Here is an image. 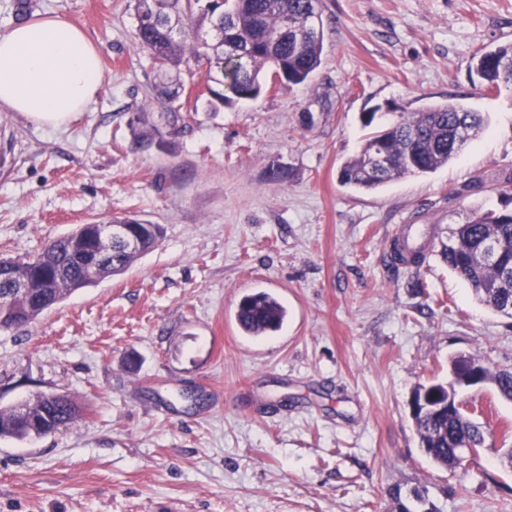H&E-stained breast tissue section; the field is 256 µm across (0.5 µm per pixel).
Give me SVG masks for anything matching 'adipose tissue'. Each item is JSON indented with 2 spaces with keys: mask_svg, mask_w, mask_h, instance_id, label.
<instances>
[{
  "mask_svg": "<svg viewBox=\"0 0 512 512\" xmlns=\"http://www.w3.org/2000/svg\"><path fill=\"white\" fill-rule=\"evenodd\" d=\"M100 55L85 33L43 15L0 33V108L41 126L72 122L94 99Z\"/></svg>",
  "mask_w": 512,
  "mask_h": 512,
  "instance_id": "1",
  "label": "adipose tissue"
}]
</instances>
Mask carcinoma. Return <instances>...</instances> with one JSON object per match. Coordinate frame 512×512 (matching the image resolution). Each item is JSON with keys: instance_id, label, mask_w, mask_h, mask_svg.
Listing matches in <instances>:
<instances>
[{"instance_id": "carcinoma-1", "label": "carcinoma", "mask_w": 512, "mask_h": 512, "mask_svg": "<svg viewBox=\"0 0 512 512\" xmlns=\"http://www.w3.org/2000/svg\"><path fill=\"white\" fill-rule=\"evenodd\" d=\"M136 40L139 47L161 66L178 67L192 60L205 65L210 83V104L230 105L258 98L264 85L284 77L288 85L308 82L321 64L324 23L309 30V18L322 0H134ZM231 43L237 54L228 56ZM474 68L489 89L512 86V45L499 46L475 57ZM480 112L445 104L418 112H394L378 127L353 157L344 162L339 180L344 186L375 190L411 174H428L448 165L486 128ZM385 152L390 167L377 170L371 156ZM158 224L145 230L144 246L127 252L115 250L101 262L103 277L124 273L160 238ZM437 255L463 280L476 298L494 311L512 318V213L487 210L463 224L448 228V241H440ZM95 257V226L85 224L46 245L26 260L0 259L12 265L29 282L33 296L48 295L57 305L69 294L99 279L86 266ZM49 304V305H51ZM49 305L31 300L16 302L8 313L0 311V329L30 323ZM237 321L249 336H266L280 330L287 310L274 296L258 292L243 297ZM478 368L499 394L512 401V371L493 373L474 357L457 356L449 361L450 376L459 377ZM448 393V384L432 382L415 391L414 417L420 447L431 461L446 470L463 465L455 449L467 441L480 452L488 429L475 421L466 408L437 414L420 405L421 397L433 405ZM29 419L21 421L15 410L0 411V437H40L66 427L79 416L68 397L48 401L36 396L25 402Z\"/></svg>"}]
</instances>
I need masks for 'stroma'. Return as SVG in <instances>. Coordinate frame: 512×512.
I'll return each instance as SVG.
<instances>
[{"instance_id":"35a3bbf8","label":"stroma","mask_w":512,"mask_h":512,"mask_svg":"<svg viewBox=\"0 0 512 512\" xmlns=\"http://www.w3.org/2000/svg\"><path fill=\"white\" fill-rule=\"evenodd\" d=\"M83 30L102 61L85 112L51 129L0 109V258L78 225L161 227L123 274L36 321L0 329V410L39 394L83 407L70 428L0 438V512H392L424 491L439 512H512V402L460 390L489 447L437 468L411 415L419 385L464 354L512 369V319L479 303L436 253L392 261L402 226L429 235L512 210V88L474 55L512 43V0H323L322 62L305 84L213 110L203 67L154 64L133 0H28ZM178 93L157 97V85ZM457 103L489 126L435 172L372 191L338 175L363 115ZM148 117L163 143L135 149ZM267 292L281 330L244 335L241 298Z\"/></svg>"}]
</instances>
